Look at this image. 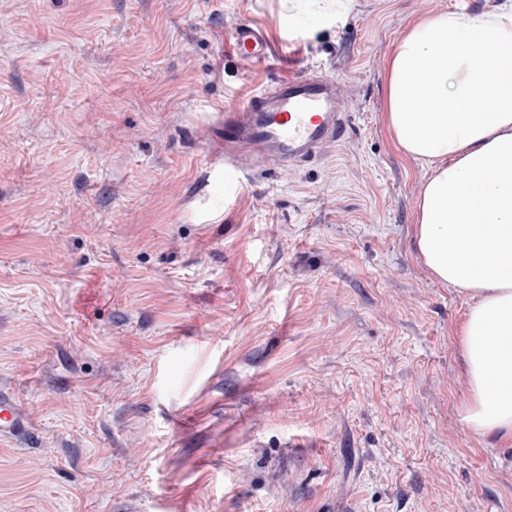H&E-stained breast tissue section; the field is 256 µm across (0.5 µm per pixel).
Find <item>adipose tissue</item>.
Masks as SVG:
<instances>
[{"mask_svg":"<svg viewBox=\"0 0 512 512\" xmlns=\"http://www.w3.org/2000/svg\"><path fill=\"white\" fill-rule=\"evenodd\" d=\"M386 125L430 176L413 248L469 301L457 334L478 438L512 444V7L432 12L386 61Z\"/></svg>","mask_w":512,"mask_h":512,"instance_id":"obj_1","label":"adipose tissue"}]
</instances>
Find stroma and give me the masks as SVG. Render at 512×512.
Returning a JSON list of instances; mask_svg holds the SVG:
<instances>
[{
  "instance_id": "obj_1",
  "label": "stroma",
  "mask_w": 512,
  "mask_h": 512,
  "mask_svg": "<svg viewBox=\"0 0 512 512\" xmlns=\"http://www.w3.org/2000/svg\"><path fill=\"white\" fill-rule=\"evenodd\" d=\"M506 2L0 0V512H512L384 69L412 19ZM305 70L347 135L225 197V112ZM230 53L240 60L264 62L270 56L269 43L261 30L244 24L235 31ZM20 432L16 401L9 392L0 391V438L13 439Z\"/></svg>"
}]
</instances>
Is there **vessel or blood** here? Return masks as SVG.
Instances as JSON below:
<instances>
[{
    "label": "vessel or blood",
    "mask_w": 512,
    "mask_h": 512,
    "mask_svg": "<svg viewBox=\"0 0 512 512\" xmlns=\"http://www.w3.org/2000/svg\"><path fill=\"white\" fill-rule=\"evenodd\" d=\"M237 59L264 62L269 44L261 30L244 24L230 47ZM347 130L335 80L325 76H288L266 93L224 115L225 152H246L257 164L282 167L312 162ZM14 397L0 391V438L19 436Z\"/></svg>",
    "instance_id": "1"
}]
</instances>
